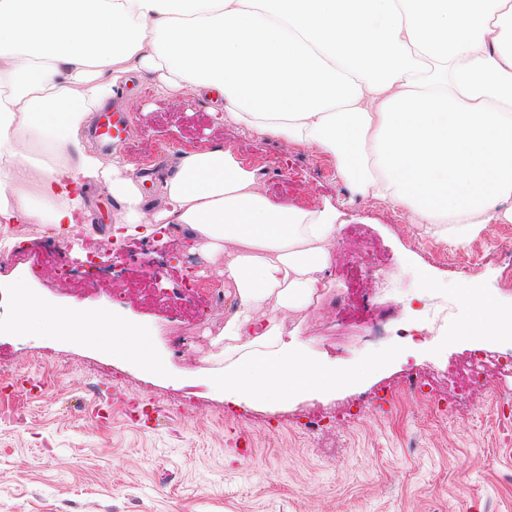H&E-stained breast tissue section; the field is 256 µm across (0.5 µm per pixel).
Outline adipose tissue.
Wrapping results in <instances>:
<instances>
[{
  "mask_svg": "<svg viewBox=\"0 0 512 512\" xmlns=\"http://www.w3.org/2000/svg\"><path fill=\"white\" fill-rule=\"evenodd\" d=\"M0 0V223L85 218L102 186L121 224L224 252L239 307L224 326L235 360L213 382L225 401L350 383L299 358L285 312L309 303L336 239L334 208L276 205L259 169L217 147L176 156L146 199L121 156L89 152L82 133L124 77L192 84L249 132L333 156L353 192L406 208L438 237L468 243L512 223V0ZM44 154L35 161L33 152ZM473 309L459 335L512 342V315L462 282ZM96 325L146 355L145 331L107 313Z\"/></svg>",
  "mask_w": 512,
  "mask_h": 512,
  "instance_id": "ef3b65f1",
  "label": "adipose tissue"
}]
</instances>
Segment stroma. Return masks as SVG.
<instances>
[{
	"instance_id": "obj_1",
	"label": "stroma",
	"mask_w": 512,
	"mask_h": 512,
	"mask_svg": "<svg viewBox=\"0 0 512 512\" xmlns=\"http://www.w3.org/2000/svg\"><path fill=\"white\" fill-rule=\"evenodd\" d=\"M126 85L119 109L131 126L116 150L133 175H150L142 192L153 210L162 208L154 183L169 159L214 147L262 169L261 191L273 202L335 206L339 230L326 278L350 297L358 320L345 322L322 299L285 313L284 338L339 373L383 351L390 358L333 392L226 406L213 378L224 370L219 340L238 297L224 279L223 255L194 249L197 276L215 289L183 307L180 233L115 242L108 227L122 207L105 189L88 188L91 222L72 251L52 263H0V512H512V406L483 391L445 415L428 396L400 389L408 369L425 373L474 349L512 351L458 335L472 312L458 296V275L432 255L488 258L512 244V224L483 225L465 245L428 238L418 225L396 223L382 200H349L341 176L321 173L335 167L332 156L250 135L192 87L164 93L136 76ZM90 250L113 261L116 273L72 292L57 270ZM371 262L399 271L383 305L361 298L371 288L363 272ZM20 280L48 310L113 313L150 330L162 370L114 352L108 336L94 345L49 326L15 329ZM469 280L500 311H512V282L491 263ZM369 321L380 335L364 336ZM415 328L430 338L414 340ZM354 399L360 407L327 433L303 427L307 410L333 413Z\"/></svg>"
}]
</instances>
